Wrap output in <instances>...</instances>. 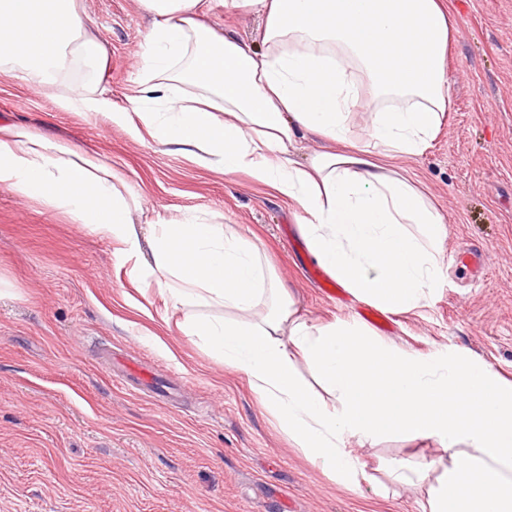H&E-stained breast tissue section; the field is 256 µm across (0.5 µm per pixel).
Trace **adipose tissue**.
Returning <instances> with one entry per match:
<instances>
[{"instance_id":"adipose-tissue-1","label":"adipose tissue","mask_w":512,"mask_h":512,"mask_svg":"<svg viewBox=\"0 0 512 512\" xmlns=\"http://www.w3.org/2000/svg\"><path fill=\"white\" fill-rule=\"evenodd\" d=\"M139 2L151 26L128 108L70 85L77 66H101L107 55L77 0H0V70L64 88L65 108L109 115L201 167L248 172L294 207L311 255L342 287L391 309L421 302L442 276L446 218L385 161L422 155L449 110L447 0H224L260 17V53L209 23L205 0ZM360 110L368 139L355 144L349 121ZM306 135L324 146L301 162L290 147ZM123 185L95 155L0 126V187L116 242L132 276H151L182 312L184 334L241 372L334 479L358 478L346 438L434 437L447 442L450 462L423 512H512L511 385L464 353L436 365L361 329L310 324L258 249L223 225H152L142 259L132 215L143 200ZM301 360L324 395L301 377Z\"/></svg>"}]
</instances>
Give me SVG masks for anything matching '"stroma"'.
<instances>
[{"instance_id": "35a3bbf8", "label": "stroma", "mask_w": 512, "mask_h": 512, "mask_svg": "<svg viewBox=\"0 0 512 512\" xmlns=\"http://www.w3.org/2000/svg\"><path fill=\"white\" fill-rule=\"evenodd\" d=\"M79 3L107 59L75 81L125 107L151 21L138 0ZM450 4L451 108L424 154L389 162L447 217L444 274L373 336L435 363L467 350L512 383V0ZM212 20L262 48L255 14L218 5ZM59 96L0 72V123L111 163L144 201L132 215L141 240L153 222L224 225L260 250L309 321L363 324L366 299L346 288L327 298L312 278L317 262L274 190L66 110ZM476 248L488 252L483 272L448 259ZM131 267L68 214L0 188V512H421L426 485L391 483L383 467L441 468L449 457L438 439H347L363 473L355 485L333 481ZM124 359L152 372V388L123 371Z\"/></svg>"}]
</instances>
